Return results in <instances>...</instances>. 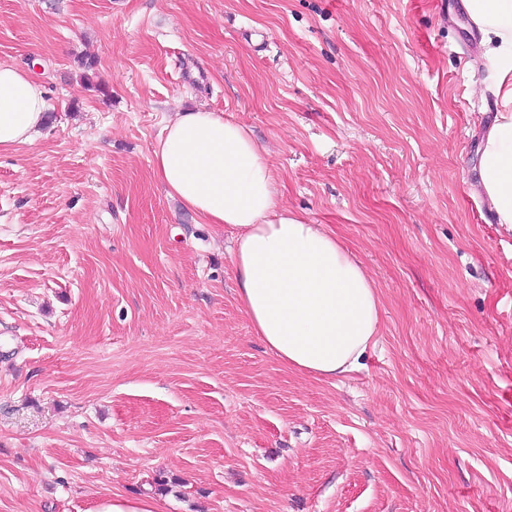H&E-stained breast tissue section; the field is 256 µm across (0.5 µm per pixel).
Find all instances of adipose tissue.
<instances>
[{
    "instance_id": "obj_1",
    "label": "adipose tissue",
    "mask_w": 512,
    "mask_h": 512,
    "mask_svg": "<svg viewBox=\"0 0 512 512\" xmlns=\"http://www.w3.org/2000/svg\"><path fill=\"white\" fill-rule=\"evenodd\" d=\"M463 6L495 65L497 107L470 190L512 232V0ZM44 94L26 72L0 64V150L41 134ZM153 171L199 223L232 231L240 307L285 367L323 380L359 367L380 334V290L326 225L282 203L249 128L217 112L178 113L153 149Z\"/></svg>"
}]
</instances>
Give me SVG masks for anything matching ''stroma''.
<instances>
[{"instance_id": "1", "label": "stroma", "mask_w": 512, "mask_h": 512, "mask_svg": "<svg viewBox=\"0 0 512 512\" xmlns=\"http://www.w3.org/2000/svg\"><path fill=\"white\" fill-rule=\"evenodd\" d=\"M459 2L0 0L54 114L0 152V512H512V234L468 188L495 109ZM194 107L375 280L355 371L288 370L229 231L156 179ZM96 512H162L161 504L151 497L112 494L97 507Z\"/></svg>"}]
</instances>
